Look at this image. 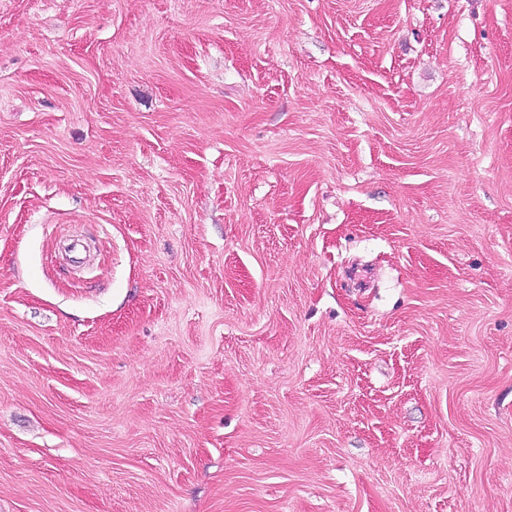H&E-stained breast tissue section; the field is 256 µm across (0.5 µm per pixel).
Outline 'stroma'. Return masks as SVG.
Returning <instances> with one entry per match:
<instances>
[{"instance_id": "obj_1", "label": "stroma", "mask_w": 512, "mask_h": 512, "mask_svg": "<svg viewBox=\"0 0 512 512\" xmlns=\"http://www.w3.org/2000/svg\"><path fill=\"white\" fill-rule=\"evenodd\" d=\"M0 512H512V0H0Z\"/></svg>"}]
</instances>
